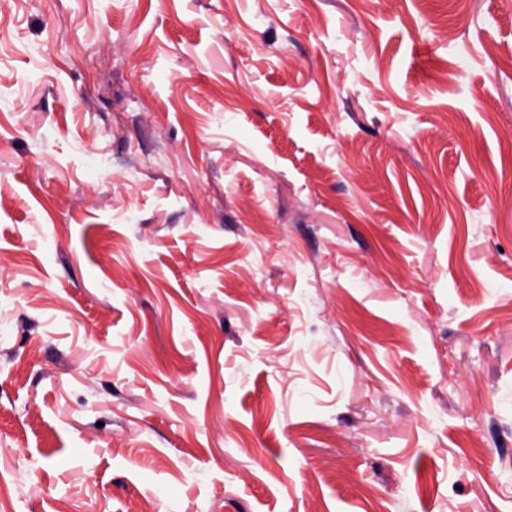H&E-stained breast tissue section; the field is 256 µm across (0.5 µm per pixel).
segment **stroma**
I'll return each mask as SVG.
<instances>
[{
  "mask_svg": "<svg viewBox=\"0 0 512 512\" xmlns=\"http://www.w3.org/2000/svg\"><path fill=\"white\" fill-rule=\"evenodd\" d=\"M0 512H512V0H0Z\"/></svg>",
  "mask_w": 512,
  "mask_h": 512,
  "instance_id": "obj_1",
  "label": "stroma"
}]
</instances>
